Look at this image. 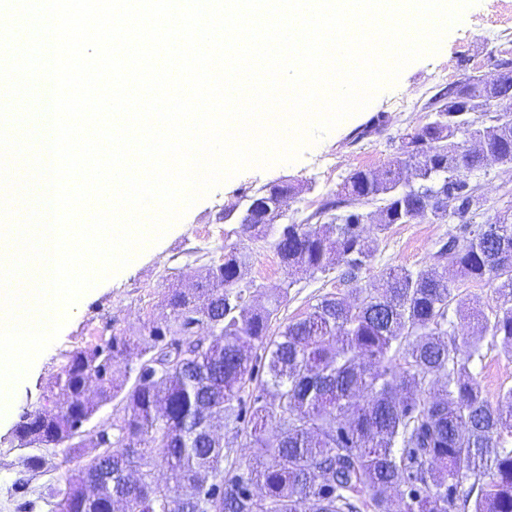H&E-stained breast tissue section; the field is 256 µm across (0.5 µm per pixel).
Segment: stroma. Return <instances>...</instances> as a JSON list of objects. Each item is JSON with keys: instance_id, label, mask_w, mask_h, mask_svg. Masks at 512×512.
Segmentation results:
<instances>
[{"instance_id": "obj_1", "label": "stroma", "mask_w": 512, "mask_h": 512, "mask_svg": "<svg viewBox=\"0 0 512 512\" xmlns=\"http://www.w3.org/2000/svg\"><path fill=\"white\" fill-rule=\"evenodd\" d=\"M491 28L512 29V0H478L466 9L463 21L449 31L436 54L408 65L398 81L365 109L321 140L306 144L295 161L248 169L228 179L196 202L161 239L142 249L126 268L100 282L90 299L72 311L58 338L37 358L26 379L14 388L11 412L0 418V512H17L16 505L22 500L27 503L26 512H48L43 492L64 475L60 468L31 474L26 497L16 492V482L24 474L14 426L24 409L40 404L60 352L95 342L107 323L116 333L137 331L163 312L168 289L189 287L195 271L208 259L223 254L225 247L233 245L248 253L260 290L287 286L288 300L279 313L283 319L299 317L327 294L358 299L361 289L379 284L390 268L429 264L439 240L448 235V225L395 224L381 232L371 223L365 231L377 238L379 251L357 280L343 281L334 271L323 276L304 275L292 284L274 251L242 232L230 210L246 189L295 181L305 189L284 204L283 218L300 221L335 199L350 171L385 167L397 152L399 134L430 121L428 103L439 89L491 73L496 61L512 59V36L493 41L487 35ZM395 99L403 100L405 109L393 108ZM380 113L388 117L386 126L362 135V128ZM473 180L480 186L483 201L476 223L501 219L512 223V166L488 163L474 173ZM475 371L485 395L496 399L502 389L512 387V352L498 344L488 347Z\"/></svg>"}]
</instances>
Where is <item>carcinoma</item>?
<instances>
[{
    "mask_svg": "<svg viewBox=\"0 0 512 512\" xmlns=\"http://www.w3.org/2000/svg\"><path fill=\"white\" fill-rule=\"evenodd\" d=\"M512 61L448 85L432 119L406 131L382 170L356 169L338 199L277 224L292 184L244 196L242 230L271 248L289 277L338 268L355 280L379 243L362 224L323 221L377 206L394 224L460 223L434 262L390 268L353 304L323 296L271 331L288 288L259 292L236 246L135 335L113 333L61 353L44 404L19 416L29 472L75 463L46 487L50 512H512V387L487 399L474 373L484 340L512 349V224L473 223L469 174L512 166ZM497 282L489 312L449 308L466 282ZM207 333H201V330ZM119 401L112 430L87 456L76 424ZM252 459H229L228 436Z\"/></svg>",
    "mask_w": 512,
    "mask_h": 512,
    "instance_id": "obj_1",
    "label": "carcinoma"
}]
</instances>
